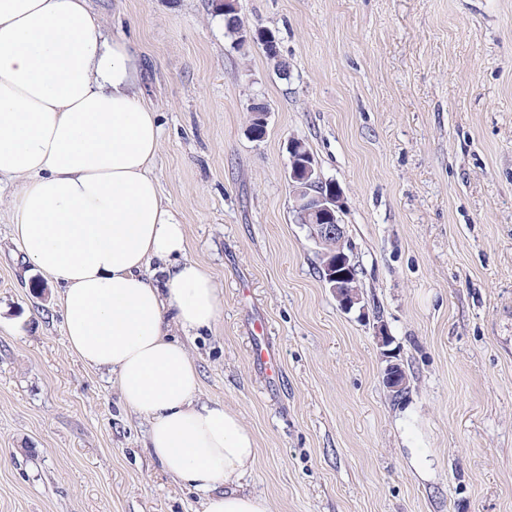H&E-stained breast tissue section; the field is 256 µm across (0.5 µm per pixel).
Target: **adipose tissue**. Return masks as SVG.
I'll use <instances>...</instances> for the list:
<instances>
[{"mask_svg":"<svg viewBox=\"0 0 512 512\" xmlns=\"http://www.w3.org/2000/svg\"><path fill=\"white\" fill-rule=\"evenodd\" d=\"M136 75L128 40L107 35L88 0H0V180L18 183L13 238L58 285L72 353L115 374L154 456L202 493V512H270L242 485L253 434L223 402L200 401L197 365L171 336L212 329L224 297L187 258L180 213L160 196V126Z\"/></svg>","mask_w":512,"mask_h":512,"instance_id":"1","label":"adipose tissue"}]
</instances>
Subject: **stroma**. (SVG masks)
<instances>
[{
	"mask_svg": "<svg viewBox=\"0 0 512 512\" xmlns=\"http://www.w3.org/2000/svg\"><path fill=\"white\" fill-rule=\"evenodd\" d=\"M138 61L153 168L224 296L183 342L202 400L254 433L270 512H512V0H89ZM270 108L262 137L255 101ZM344 196L363 309L342 310L296 223L289 141ZM0 182V512H201L116 379L70 351L58 288ZM384 322L409 393L391 402ZM262 339L279 362L251 357Z\"/></svg>",
	"mask_w": 512,
	"mask_h": 512,
	"instance_id": "stroma-1",
	"label": "stroma"
}]
</instances>
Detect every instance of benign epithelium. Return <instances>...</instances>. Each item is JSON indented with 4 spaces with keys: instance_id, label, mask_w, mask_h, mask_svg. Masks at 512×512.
<instances>
[{
    "instance_id": "benign-epithelium-1",
    "label": "benign epithelium",
    "mask_w": 512,
    "mask_h": 512,
    "mask_svg": "<svg viewBox=\"0 0 512 512\" xmlns=\"http://www.w3.org/2000/svg\"><path fill=\"white\" fill-rule=\"evenodd\" d=\"M288 151V184L294 198V209L304 217V223L310 226L317 241H331L338 248L336 259L329 258L322 264L323 281L341 309L350 311L361 303V295L358 289L349 285L346 274L341 271V267L349 262L348 255L344 253L345 230L339 218L344 208V197L338 189L327 193L321 190L313 192L326 183L314 156L294 141L289 144ZM376 337L379 345L385 348L384 357L388 359L382 374L383 385L390 397L402 400L408 394V381L401 363L393 360V352L388 349L392 337L382 322L376 325Z\"/></svg>"
}]
</instances>
